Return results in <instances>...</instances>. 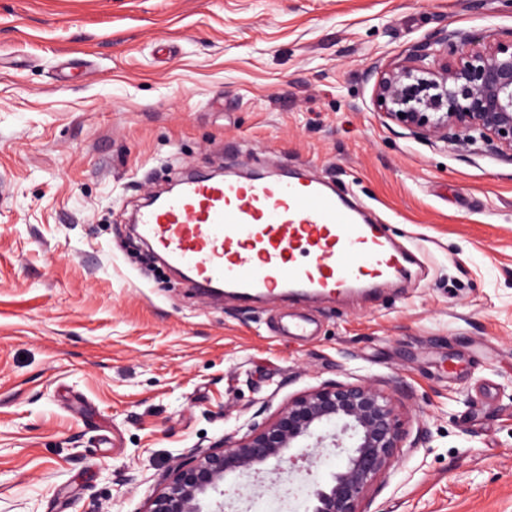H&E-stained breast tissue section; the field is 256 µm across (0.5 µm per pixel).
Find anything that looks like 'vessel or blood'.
<instances>
[{
    "instance_id": "b4317fda",
    "label": "vessel or blood",
    "mask_w": 512,
    "mask_h": 512,
    "mask_svg": "<svg viewBox=\"0 0 512 512\" xmlns=\"http://www.w3.org/2000/svg\"><path fill=\"white\" fill-rule=\"evenodd\" d=\"M136 232L207 296L339 301L420 263L330 182L303 175L185 177L176 194L139 212Z\"/></svg>"
}]
</instances>
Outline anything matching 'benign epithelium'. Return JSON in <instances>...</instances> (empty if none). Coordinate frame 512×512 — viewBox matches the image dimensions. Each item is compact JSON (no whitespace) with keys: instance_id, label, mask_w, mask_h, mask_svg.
Here are the masks:
<instances>
[{"instance_id":"obj_1","label":"benign epithelium","mask_w":512,"mask_h":512,"mask_svg":"<svg viewBox=\"0 0 512 512\" xmlns=\"http://www.w3.org/2000/svg\"><path fill=\"white\" fill-rule=\"evenodd\" d=\"M373 105L384 118L431 142L486 149L512 162V39L473 44L441 31L372 67ZM406 433L393 397L368 381L325 382L298 394L242 436L224 438L171 466L146 512H224L232 474L279 478L331 451L344 461L309 493L308 512H362L368 489L397 462Z\"/></svg>"}]
</instances>
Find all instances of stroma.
I'll return each mask as SVG.
<instances>
[{
  "mask_svg": "<svg viewBox=\"0 0 512 512\" xmlns=\"http://www.w3.org/2000/svg\"><path fill=\"white\" fill-rule=\"evenodd\" d=\"M507 0H0V512H143L177 458L325 381L391 393L366 512H512V163L412 136L366 73ZM330 177L422 267L338 305L208 303L130 218L188 171ZM303 313L315 336L272 335ZM285 481L230 476L227 512Z\"/></svg>",
  "mask_w": 512,
  "mask_h": 512,
  "instance_id": "obj_1",
  "label": "stroma"
}]
</instances>
